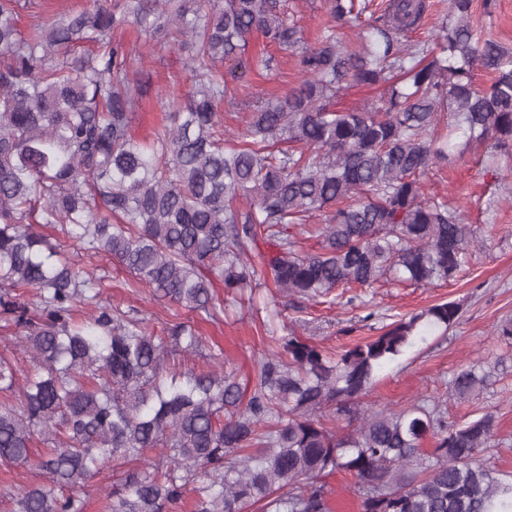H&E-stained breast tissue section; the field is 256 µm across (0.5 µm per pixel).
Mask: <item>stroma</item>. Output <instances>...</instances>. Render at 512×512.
<instances>
[{"label":"stroma","instance_id":"obj_1","mask_svg":"<svg viewBox=\"0 0 512 512\" xmlns=\"http://www.w3.org/2000/svg\"><path fill=\"white\" fill-rule=\"evenodd\" d=\"M328 0H286L284 12L314 43L331 26ZM474 25L512 50V0H498L492 17H485L481 0L472 6ZM115 39L152 47L145 73H131L142 95L133 116L138 138H152L170 124L172 98L191 90L194 77L185 53L169 46L160 34L143 33L127 25L114 31ZM252 43L271 56L273 67L260 75L235 81L238 94L259 96L287 92L300 78L298 57L284 53L262 35ZM426 196L444 195L459 205L471 224L476 243L455 280L425 287L377 283L355 288L349 298L327 303L319 299L283 298L268 276H261L252 301L229 307L216 322H200L205 346L224 350L225 370L238 377L251 375L258 362L279 348L289 328L298 336L336 352L379 335L396 320L444 301L461 307L460 317L447 335L431 336L405 356L386 366L366 401L394 410L420 400H440L449 421L464 423L491 411L497 429L482 454L483 462L499 473L512 475V343L496 333L500 323L512 320V156L488 161L468 150L462 158L431 167L423 178ZM110 283L108 297L122 309L137 312L151 327L161 328L174 318H189L188 310L157 300L144 288L130 286L129 274L112 258H96ZM480 362L494 367L491 385L479 396L457 401L448 396V381L461 366Z\"/></svg>","mask_w":512,"mask_h":512}]
</instances>
